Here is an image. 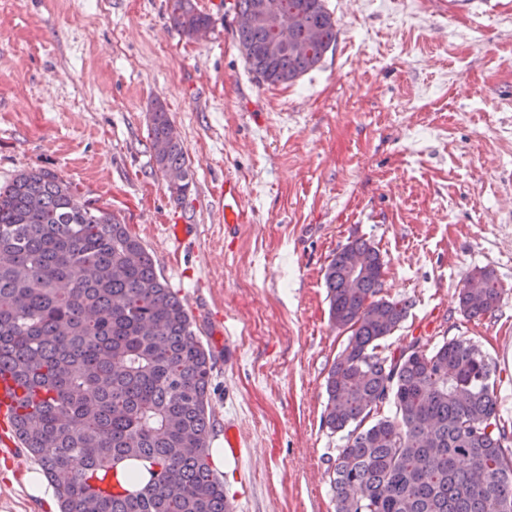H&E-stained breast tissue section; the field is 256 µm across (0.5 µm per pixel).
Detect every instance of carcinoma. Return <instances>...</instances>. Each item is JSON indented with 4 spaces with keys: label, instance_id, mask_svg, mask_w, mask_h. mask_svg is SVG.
<instances>
[{
    "label": "carcinoma",
    "instance_id": "1",
    "mask_svg": "<svg viewBox=\"0 0 512 512\" xmlns=\"http://www.w3.org/2000/svg\"><path fill=\"white\" fill-rule=\"evenodd\" d=\"M295 13L307 51L269 47L265 19L235 28L251 73L288 84L336 44L324 0H271ZM170 27L195 39L213 29L194 0H173ZM158 104L149 112L153 160L191 182L183 147ZM76 187L46 168L0 186V364L26 389L15 429L55 489L60 512H229L209 457L212 356L183 300L141 240L111 212L78 206ZM354 251L385 267L357 238L324 270L329 316L350 332L328 372L323 423L345 433L333 466L336 512H512V453L493 368L467 339L431 345L417 338L385 351L381 341L413 302L377 298L379 273L345 287ZM494 272L473 269L459 290L470 318L495 312ZM149 463L131 491L118 479L126 461Z\"/></svg>",
    "mask_w": 512,
    "mask_h": 512
}]
</instances>
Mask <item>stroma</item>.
Returning <instances> with one entry per match:
<instances>
[{"label":"stroma","mask_w":512,"mask_h":512,"mask_svg":"<svg viewBox=\"0 0 512 512\" xmlns=\"http://www.w3.org/2000/svg\"><path fill=\"white\" fill-rule=\"evenodd\" d=\"M0 182L42 167L128 224L187 305L213 356L210 445L246 437L217 476L234 512H335L345 441L322 424L348 335L324 270L362 237L386 262L385 299L413 306L385 340L466 338L496 367L512 418V0H325L336 47L288 84L258 82L233 37L234 0H196L208 41L171 29L170 0H5ZM163 105L193 184L175 201L152 157ZM245 218L225 234V184ZM171 224H193L184 244ZM476 267L504 290L468 318ZM24 450L0 458V512H59L31 497ZM472 278L481 280L483 288L472 294L467 288ZM502 298L494 272L488 268H474L464 280L459 290L458 299L461 310L470 318L485 317L495 312ZM244 441L240 428L234 420L224 422V452L220 448H212L211 459L216 466H224V455L237 459L241 456Z\"/></svg>","instance_id":"35a3bbf8"}]
</instances>
